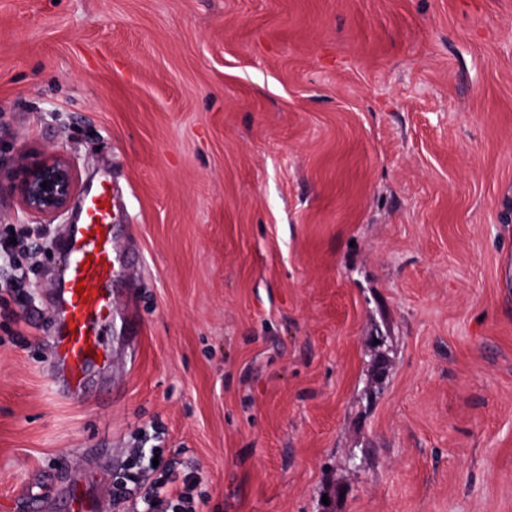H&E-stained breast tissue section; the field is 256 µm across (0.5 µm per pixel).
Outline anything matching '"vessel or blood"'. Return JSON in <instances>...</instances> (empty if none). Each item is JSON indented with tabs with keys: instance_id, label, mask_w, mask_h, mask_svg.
<instances>
[{
	"instance_id": "vessel-or-blood-1",
	"label": "vessel or blood",
	"mask_w": 512,
	"mask_h": 512,
	"mask_svg": "<svg viewBox=\"0 0 512 512\" xmlns=\"http://www.w3.org/2000/svg\"><path fill=\"white\" fill-rule=\"evenodd\" d=\"M111 189L102 185L84 196L83 220L68 225L64 262L55 277L51 309L58 327L50 338L49 365L63 394L80 396L88 371L108 365L96 326L112 315V280L117 248L107 223Z\"/></svg>"
}]
</instances>
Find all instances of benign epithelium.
Masks as SVG:
<instances>
[{"label":"benign epithelium","instance_id":"7a95c632","mask_svg":"<svg viewBox=\"0 0 512 512\" xmlns=\"http://www.w3.org/2000/svg\"><path fill=\"white\" fill-rule=\"evenodd\" d=\"M9 178L25 210L42 217L54 218L69 211L80 192L70 161L57 152L25 158Z\"/></svg>","mask_w":512,"mask_h":512}]
</instances>
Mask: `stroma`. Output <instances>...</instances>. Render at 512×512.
<instances>
[{"mask_svg":"<svg viewBox=\"0 0 512 512\" xmlns=\"http://www.w3.org/2000/svg\"><path fill=\"white\" fill-rule=\"evenodd\" d=\"M110 181L137 254L84 398L57 240L0 265V512H512V0H0V166ZM136 480L140 484L148 485L145 489L146 496H151L154 500L158 501H161L160 496H162V498L171 499V502H176L171 512H194L192 511V506L189 505L192 501L190 491L194 488L198 480L197 475L193 473L188 474L183 482V488L180 490L176 487L173 493H169V490L166 489L167 483L163 480H150L148 476L136 478ZM185 504H187V506H185Z\"/></svg>","mask_w":512,"mask_h":512,"instance_id":"1","label":"stroma"}]
</instances>
